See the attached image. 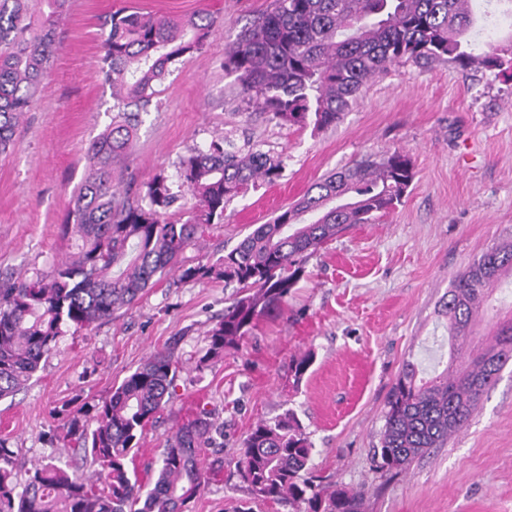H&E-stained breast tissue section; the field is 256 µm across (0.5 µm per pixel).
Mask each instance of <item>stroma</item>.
Segmentation results:
<instances>
[{
	"label": "stroma",
	"mask_w": 512,
	"mask_h": 512,
	"mask_svg": "<svg viewBox=\"0 0 512 512\" xmlns=\"http://www.w3.org/2000/svg\"><path fill=\"white\" fill-rule=\"evenodd\" d=\"M271 0H70L60 49L38 102L19 119L17 145L0 157V282L50 275L72 243L59 230L85 175L86 152L112 119L102 74L103 18L125 6L215 17L204 48L173 66L144 114L124 178L142 186L165 173L178 182L193 148L235 131L279 154L281 176L224 207L191 259L214 262L327 174L399 150L415 178L403 202L357 224L304 263L280 315L261 320L238 350L202 362L231 294L223 280L172 271L137 303L89 328L65 327L56 354L0 400V440L17 474L53 455L67 415L96 409L146 360L180 337L172 401L140 440L137 462L157 456L197 409L222 430L202 459L214 476L188 512H293L253 501L237 473L244 438L259 422L294 413L313 444L318 483L365 495L364 512H512V364L484 394L468 427L393 475L376 467L383 413L406 364L431 373L448 364L440 302L451 280L487 249L512 241V78L447 63H405L373 78L356 103L319 130L276 124L246 111L226 51ZM512 319V272L493 290L466 349L490 346ZM302 378L290 371L306 353Z\"/></svg>",
	"instance_id": "35a3bbf8"
}]
</instances>
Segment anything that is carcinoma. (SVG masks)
Returning <instances> with one entry per match:
<instances>
[{
  "mask_svg": "<svg viewBox=\"0 0 512 512\" xmlns=\"http://www.w3.org/2000/svg\"><path fill=\"white\" fill-rule=\"evenodd\" d=\"M473 0H273L245 27L224 57L246 107L269 122L324 128L349 111L374 76L413 62H448L467 70H512V57L473 40ZM68 0H0V156L15 145L19 117L37 98L58 51L56 23ZM214 21L119 9L103 20L106 80L112 87L107 128L86 154L89 174L73 195L63 237L78 252L48 277L0 286V400L14 395L54 353L62 326L89 327L135 303L155 277L172 270L185 279L222 278L234 289L224 316L209 332L204 363L239 348L258 322L279 315L296 287L302 262L353 224H372L394 210L414 180L411 160L399 151L367 159L313 183L297 203L259 225L212 264L188 263L187 249L224 206L256 180L280 177V157L229 132L180 162V179L193 192L180 203L159 174L144 193L116 186L115 164L133 146L140 114L149 111L171 67L202 49ZM512 271V242L483 252L451 282L441 312L448 318L449 360L492 289ZM178 340L112 388L93 419L81 406L63 424L71 470L53 456L25 480L0 441V512H185L209 484L201 455L215 445L210 412L198 409L168 436L159 454L135 466L134 441L171 402ZM512 360V320L493 345L455 373L426 378L407 364L384 414L377 468H404L441 448L469 421L480 398ZM313 444L287 413L262 421L244 440L238 475L252 499L287 502L300 512H363L359 494L320 486L305 476Z\"/></svg>",
  "mask_w": 512,
  "mask_h": 512,
  "instance_id": "carcinoma-1",
  "label": "carcinoma"
}]
</instances>
